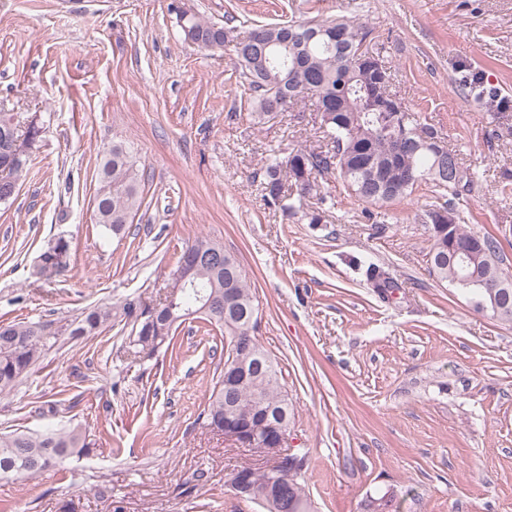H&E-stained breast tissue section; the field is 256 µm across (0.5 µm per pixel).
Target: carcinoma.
Returning a JSON list of instances; mask_svg holds the SVG:
<instances>
[{
    "label": "carcinoma",
    "instance_id": "carcinoma-1",
    "mask_svg": "<svg viewBox=\"0 0 512 512\" xmlns=\"http://www.w3.org/2000/svg\"><path fill=\"white\" fill-rule=\"evenodd\" d=\"M171 8L182 21L185 38L201 47L224 46L227 32L222 26L208 23L176 3ZM373 30L357 20L341 16L334 19L309 20L302 23L258 25L238 39L236 52L242 75L254 97V105L262 115L285 112L306 98L313 100L320 114V129L332 147L326 151L293 149L276 159L265 169L263 200L268 205L290 206L283 203V178L299 186L301 178L312 180L330 172L343 181L353 197L370 205L384 206L411 196L417 184H393L382 176L385 162L393 149L395 126L385 113L363 107V88L381 81V75L356 68L353 57L362 41ZM39 130L31 125L22 130L13 114L0 112V181L17 184L27 162L17 161L8 151V139L17 137L32 142ZM432 156L425 151L409 152L402 165L419 172L433 167ZM465 182L461 188L448 185V174L440 173L427 179L436 189L453 196L468 191L477 178L476 172L464 168ZM98 190L95 197L96 223L114 235L132 223L143 202L137 168L126 147L112 145L98 168ZM441 210L452 214L454 226H430L431 246L428 253L433 274L440 280L454 283L458 265H440L437 258L448 255L453 241L473 243L474 255L467 261L470 279L487 280L501 274L499 242L490 236L474 234L460 224V218L450 206ZM182 255L198 257L200 261L188 276L189 284L180 293L181 307L174 317L163 323L151 320L149 308L129 301L114 308L95 307L84 312L75 323L73 337L95 336L112 324V317L123 316L138 324L135 342L144 349L155 351L173 339L172 331L186 312L200 313L208 322L219 327L232 351L233 337L255 336L258 320L250 319L259 312L251 285L246 280L235 256L207 238L199 237L187 246ZM367 279L374 287L385 291L394 287L392 278L381 268L371 265ZM235 290L239 316L224 314V287ZM57 336L48 325L39 322H17L0 326V395L10 394L27 378L44 352L56 343ZM258 406L283 408L291 412L288 395L280 382L277 367L258 376L236 391V411L246 417ZM203 417L210 425L224 424V389L214 387ZM85 435L78 426L57 428L48 425L38 431H15L0 435V481L34 477L61 466L74 457L90 453ZM272 479L266 471H254L252 491L247 498H259L266 512H312L303 476L291 474L284 482L282 495L270 500L265 488Z\"/></svg>",
    "mask_w": 512,
    "mask_h": 512
}]
</instances>
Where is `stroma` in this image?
<instances>
[{
    "label": "stroma",
    "mask_w": 512,
    "mask_h": 512,
    "mask_svg": "<svg viewBox=\"0 0 512 512\" xmlns=\"http://www.w3.org/2000/svg\"><path fill=\"white\" fill-rule=\"evenodd\" d=\"M172 2L0 0V112L39 130L0 204V325L58 334L0 398V432L78 424L92 446L0 483V512H264L229 481L273 457L200 417L224 367L219 328L188 319L151 356L128 320L69 334L91 306L158 303L200 236L235 255L255 291V338L288 392V446L307 458L314 512H365L388 492L397 512H512V322L431 272L417 215L444 198L424 183L375 207L331 176L302 210L265 205L271 155L315 145V113L257 117L234 51L255 24L347 15L374 28L399 99L479 172L453 206L499 241L512 277V0H185L225 27L219 49L185 41ZM116 143L132 149L143 197L119 236L94 214ZM61 238L66 266L35 280ZM371 263L395 288H373Z\"/></svg>",
    "instance_id": "35a3bbf8"
}]
</instances>
